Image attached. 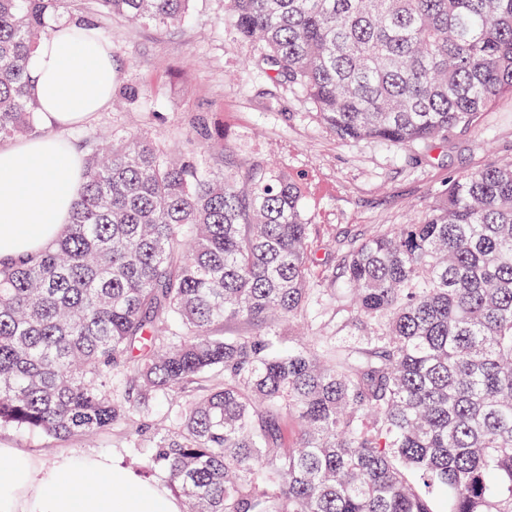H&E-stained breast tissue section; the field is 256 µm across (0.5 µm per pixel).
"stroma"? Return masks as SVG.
<instances>
[{
  "label": "stroma",
  "mask_w": 512,
  "mask_h": 512,
  "mask_svg": "<svg viewBox=\"0 0 512 512\" xmlns=\"http://www.w3.org/2000/svg\"><path fill=\"white\" fill-rule=\"evenodd\" d=\"M99 22L112 42L118 86L137 89L139 98L129 106H106L90 123L68 131L66 140L76 147L110 130L179 145L191 134L192 118L207 115L218 131L204 148L212 171L223 172L228 158L242 165L260 157L305 188L316 274L340 302L348 297L342 265L352 242L427 216L453 179L512 157L510 96L472 125L428 145L338 136L301 94L262 76L260 56L235 37L224 0H193L190 18L171 27L107 14ZM0 447L47 463L62 453H96L132 469L147 455L128 447L119 429L58 441L0 428Z\"/></svg>",
  "instance_id": "stroma-1"
}]
</instances>
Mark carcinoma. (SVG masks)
Listing matches in <instances>:
<instances>
[{
    "label": "carcinoma",
    "instance_id": "carcinoma-1",
    "mask_svg": "<svg viewBox=\"0 0 512 512\" xmlns=\"http://www.w3.org/2000/svg\"><path fill=\"white\" fill-rule=\"evenodd\" d=\"M65 0H0V141L39 132L34 47ZM192 0H92L174 26ZM270 79L347 139L428 143L512 95V0H226ZM85 141L65 231L0 262V427L124 429L186 512H512V162L366 238L313 287L302 188L264 159ZM335 310L279 351L278 325ZM248 329L224 335V323ZM167 405L166 419L150 413ZM297 421L288 441L286 421Z\"/></svg>",
    "mask_w": 512,
    "mask_h": 512
}]
</instances>
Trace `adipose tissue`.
I'll return each instance as SVG.
<instances>
[{
	"label": "adipose tissue",
	"instance_id": "1",
	"mask_svg": "<svg viewBox=\"0 0 512 512\" xmlns=\"http://www.w3.org/2000/svg\"><path fill=\"white\" fill-rule=\"evenodd\" d=\"M29 88L43 121L66 129L109 101L112 44L93 26L62 21L31 56ZM83 182L76 154L56 139L0 145V261L30 257L56 239ZM0 512H182L168 490L114 459L70 454L51 464L0 448Z\"/></svg>",
	"mask_w": 512,
	"mask_h": 512
}]
</instances>
